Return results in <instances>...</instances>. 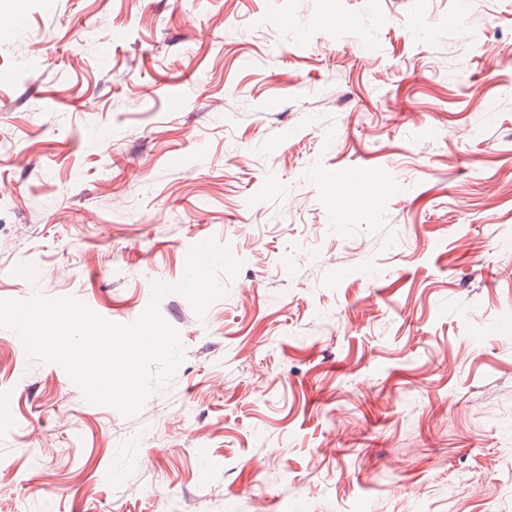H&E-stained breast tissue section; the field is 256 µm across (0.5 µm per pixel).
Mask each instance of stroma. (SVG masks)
<instances>
[{
  "mask_svg": "<svg viewBox=\"0 0 512 512\" xmlns=\"http://www.w3.org/2000/svg\"><path fill=\"white\" fill-rule=\"evenodd\" d=\"M0 299L134 322L142 410L0 328V512H512V0H0Z\"/></svg>",
  "mask_w": 512,
  "mask_h": 512,
  "instance_id": "stroma-1",
  "label": "stroma"
}]
</instances>
